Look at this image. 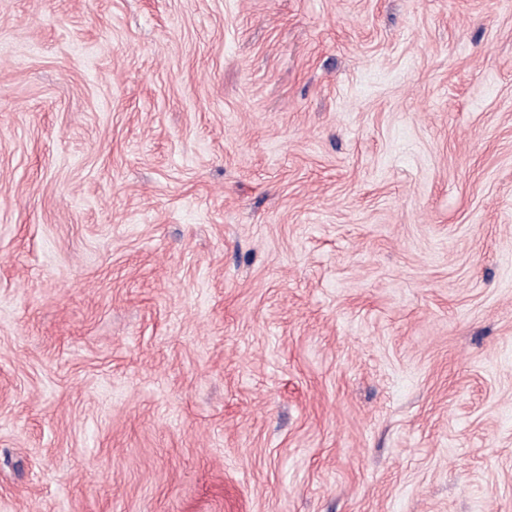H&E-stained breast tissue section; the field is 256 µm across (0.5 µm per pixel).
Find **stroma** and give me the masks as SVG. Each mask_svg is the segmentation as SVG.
Returning <instances> with one entry per match:
<instances>
[{
    "label": "stroma",
    "mask_w": 512,
    "mask_h": 512,
    "mask_svg": "<svg viewBox=\"0 0 512 512\" xmlns=\"http://www.w3.org/2000/svg\"><path fill=\"white\" fill-rule=\"evenodd\" d=\"M0 512H512V0H0Z\"/></svg>",
    "instance_id": "stroma-1"
}]
</instances>
